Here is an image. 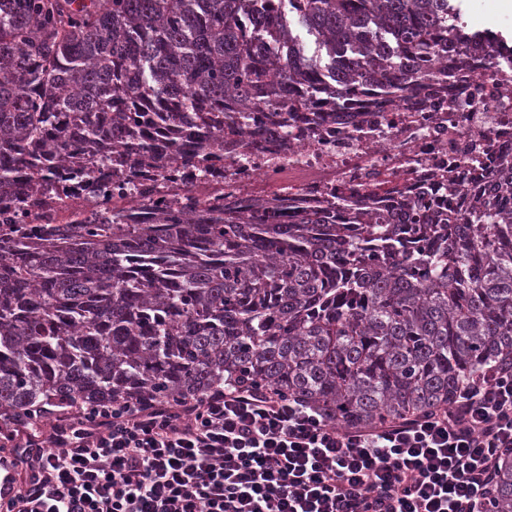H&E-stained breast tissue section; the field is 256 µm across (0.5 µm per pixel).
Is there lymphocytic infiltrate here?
Returning <instances> with one entry per match:
<instances>
[{
    "instance_id": "obj_1",
    "label": "lymphocytic infiltrate",
    "mask_w": 512,
    "mask_h": 512,
    "mask_svg": "<svg viewBox=\"0 0 512 512\" xmlns=\"http://www.w3.org/2000/svg\"><path fill=\"white\" fill-rule=\"evenodd\" d=\"M0 512H492L512 370L370 430L226 381L178 402L0 415Z\"/></svg>"
}]
</instances>
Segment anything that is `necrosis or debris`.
<instances>
[{"label":"necrosis or debris","instance_id":"obj_1","mask_svg":"<svg viewBox=\"0 0 512 512\" xmlns=\"http://www.w3.org/2000/svg\"><path fill=\"white\" fill-rule=\"evenodd\" d=\"M424 83L399 90L357 86L342 111L323 103L244 113L223 145L188 136L201 116L145 124L129 143L45 152L52 164L0 192V223L27 233L42 224L179 223L223 204L251 215L274 209L284 223L334 210L385 216L417 204L421 219L449 218L486 195L512 161V52L419 60ZM345 209H334L338 198Z\"/></svg>","mask_w":512,"mask_h":512}]
</instances>
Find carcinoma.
Segmentation results:
<instances>
[{
	"label": "carcinoma",
	"mask_w": 512,
	"mask_h": 512,
	"mask_svg": "<svg viewBox=\"0 0 512 512\" xmlns=\"http://www.w3.org/2000/svg\"><path fill=\"white\" fill-rule=\"evenodd\" d=\"M479 46L453 0H0V189L69 135L115 141L146 112L238 115L296 86L393 87L423 54ZM71 112L85 114L73 133ZM453 224H358L230 207L208 222L0 234V413L199 395L248 380L343 428L449 406L512 369V164ZM493 512H512V455Z\"/></svg>",
	"instance_id": "1"
}]
</instances>
